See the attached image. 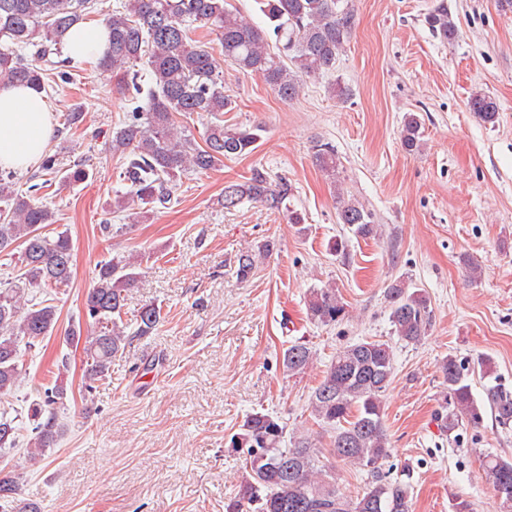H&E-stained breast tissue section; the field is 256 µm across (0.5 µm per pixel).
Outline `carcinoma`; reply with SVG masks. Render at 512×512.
<instances>
[{
	"label": "carcinoma",
	"mask_w": 512,
	"mask_h": 512,
	"mask_svg": "<svg viewBox=\"0 0 512 512\" xmlns=\"http://www.w3.org/2000/svg\"><path fill=\"white\" fill-rule=\"evenodd\" d=\"M266 28L253 24L230 0H118L105 18L110 47L97 64L103 69L130 71L141 62L150 80L141 83L133 73L126 89L132 107L112 129L110 149L123 159L121 184L109 203L110 211L131 208L146 218L172 200L176 182L191 172L212 170L224 160L252 153L261 139L262 126L225 125L218 121L232 109L224 95V76L209 47L189 37L193 27L206 28L224 51V63L263 79L283 101L299 97L306 79L336 69V61L356 24L354 0H258ZM105 0H0V80L30 85L40 91L49 84L70 83L68 59L61 58L63 34L93 12H102ZM430 31L443 42L457 37L458 27L448 6L441 3L425 16ZM275 36L269 44L268 34ZM469 108L485 124L499 119L500 104L483 92L471 95ZM212 117L203 144L177 137V116ZM400 140L409 153L424 142L421 118L408 113ZM316 165L336 179L340 165L336 146L316 141L311 147ZM83 162L66 165L59 154H45L40 170L30 175L26 195L14 190V175L0 172V252L19 248L18 274L0 281V396L9 395L21 382L24 357L57 328L58 308L48 295L67 287L73 276L74 243L66 231L43 229L55 223V214L43 201L41 190L57 181L65 190L88 180ZM292 186L256 168L242 182L224 186L222 205L227 210L245 201L263 204L283 214L290 224L304 223L291 207ZM340 223L362 239L380 236V225L361 202L336 195ZM264 243L238 256L236 275L251 276ZM139 254L114 257L100 264L96 283L83 301L84 324H71L64 336L71 347L84 343L85 389L108 378L112 358L124 352L130 336H150L161 323L162 307L150 302L135 316L132 332L122 321L126 292L141 276ZM392 332L407 344H417L431 326L429 300L410 280L398 278L385 290ZM310 319L329 325L345 315V308L330 287L314 288L307 301ZM314 353L301 342L282 353L283 371L301 375L313 365ZM489 379L485 398L477 401L469 383V368L452 355L441 364L445 394L441 420L448 432L464 417L472 425L490 409L496 421L512 424V392L498 382L492 361H477ZM394 372L390 346L365 339L344 347L323 370L310 398V413L321 428L334 430L330 454L369 472L363 492L347 496L336 479L318 466L309 437L294 438L282 447L286 425L268 413L249 415L230 438L233 448L246 449L245 477L229 512H411L410 483L383 471L392 454L383 421V398ZM61 385L47 387L32 402L27 418L34 433V454L43 455L64 431L56 404L63 399ZM19 427L9 412H0V451L16 448ZM485 471L504 512H512V460L490 455ZM22 476L0 470V512H41L35 500L18 499Z\"/></svg>",
	"instance_id": "cac0c4a2"
}]
</instances>
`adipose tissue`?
Wrapping results in <instances>:
<instances>
[{
    "mask_svg": "<svg viewBox=\"0 0 512 512\" xmlns=\"http://www.w3.org/2000/svg\"><path fill=\"white\" fill-rule=\"evenodd\" d=\"M63 41L67 55L77 62L97 60L108 49V34L101 24L77 25ZM52 132V113L43 93L8 81L0 83V168L35 165Z\"/></svg>",
    "mask_w": 512,
    "mask_h": 512,
    "instance_id": "1",
    "label": "adipose tissue"
}]
</instances>
